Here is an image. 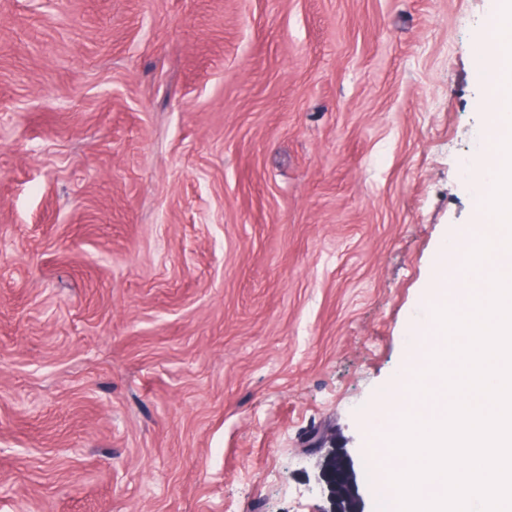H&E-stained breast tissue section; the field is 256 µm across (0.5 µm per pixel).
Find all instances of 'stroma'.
I'll return each mask as SVG.
<instances>
[{
	"instance_id": "1",
	"label": "stroma",
	"mask_w": 512,
	"mask_h": 512,
	"mask_svg": "<svg viewBox=\"0 0 512 512\" xmlns=\"http://www.w3.org/2000/svg\"><path fill=\"white\" fill-rule=\"evenodd\" d=\"M495 0H0V512H378Z\"/></svg>"
}]
</instances>
